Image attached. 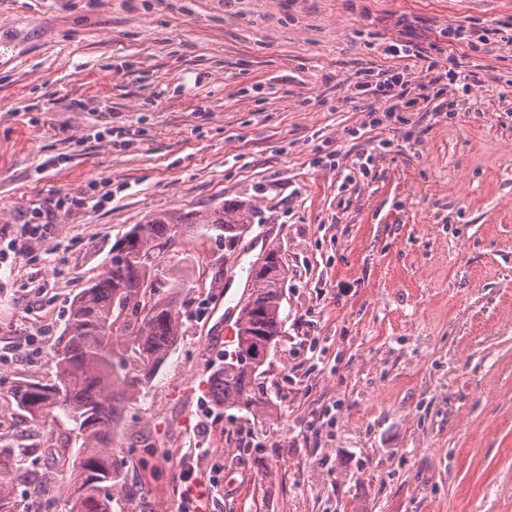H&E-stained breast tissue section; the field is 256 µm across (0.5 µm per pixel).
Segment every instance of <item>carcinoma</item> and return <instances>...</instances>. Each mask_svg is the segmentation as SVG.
Masks as SVG:
<instances>
[{
    "instance_id": "cac0c4a2",
    "label": "carcinoma",
    "mask_w": 512,
    "mask_h": 512,
    "mask_svg": "<svg viewBox=\"0 0 512 512\" xmlns=\"http://www.w3.org/2000/svg\"><path fill=\"white\" fill-rule=\"evenodd\" d=\"M241 206L226 204L205 215L192 212L160 215L134 225L122 238V259L83 289L68 311L55 351L56 381L21 383L13 392L16 406L44 425L62 415L75 425L81 444L67 480L69 512H112L114 493L129 501L141 489L127 484L123 460L108 451L129 398L163 364L180 336L181 284L165 279L155 262L156 251L178 236L211 232L232 248L245 233ZM272 259L250 269V293L241 303L236 348L257 350L252 364L226 360L210 376V396L217 406L247 412L260 403L253 383L271 349L284 333L283 299L287 266L276 249ZM124 320L132 336L130 356L113 359L107 348L113 326ZM13 448H0V512H20L11 487L24 482L41 497L48 491L35 471H21Z\"/></svg>"
}]
</instances>
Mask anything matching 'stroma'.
I'll list each match as a JSON object with an SVG mask.
<instances>
[{"label": "stroma", "mask_w": 512, "mask_h": 512, "mask_svg": "<svg viewBox=\"0 0 512 512\" xmlns=\"http://www.w3.org/2000/svg\"><path fill=\"white\" fill-rule=\"evenodd\" d=\"M398 67L421 96L369 125L351 83ZM234 201L235 251L157 258L182 334L123 410L110 449L143 494L112 512H182L190 483L216 484L206 512H512V0H0V448L50 486L34 512H68L75 437L15 386L54 382L74 297L133 225ZM270 248L262 402L215 406L224 310Z\"/></svg>", "instance_id": "1"}]
</instances>
